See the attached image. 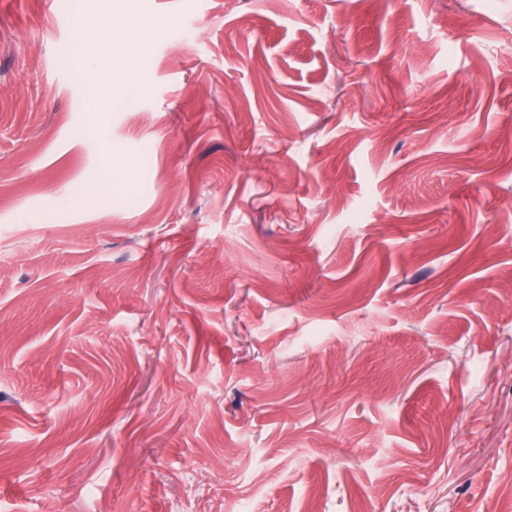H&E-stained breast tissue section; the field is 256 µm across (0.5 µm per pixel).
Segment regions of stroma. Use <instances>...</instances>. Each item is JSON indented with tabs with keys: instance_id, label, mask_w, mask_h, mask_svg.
<instances>
[{
	"instance_id": "obj_1",
	"label": "stroma",
	"mask_w": 512,
	"mask_h": 512,
	"mask_svg": "<svg viewBox=\"0 0 512 512\" xmlns=\"http://www.w3.org/2000/svg\"><path fill=\"white\" fill-rule=\"evenodd\" d=\"M83 2L0 0V512H512V0Z\"/></svg>"
}]
</instances>
